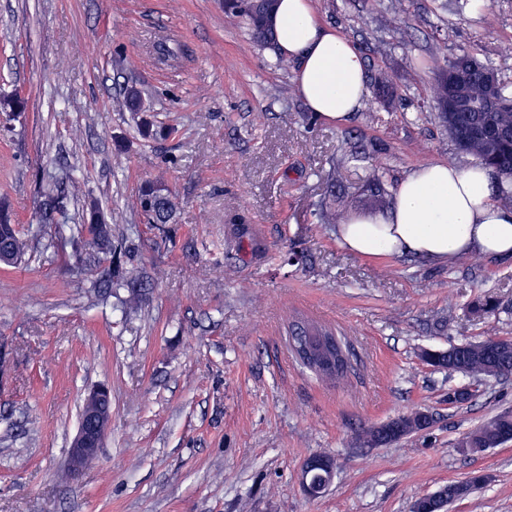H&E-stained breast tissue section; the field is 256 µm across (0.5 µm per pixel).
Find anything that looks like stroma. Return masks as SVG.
<instances>
[{
	"instance_id": "obj_1",
	"label": "stroma",
	"mask_w": 512,
	"mask_h": 512,
	"mask_svg": "<svg viewBox=\"0 0 512 512\" xmlns=\"http://www.w3.org/2000/svg\"><path fill=\"white\" fill-rule=\"evenodd\" d=\"M442 0H312L321 20L358 46L368 82L387 73L404 97L375 98L343 126L311 118L295 62L270 66L222 0H0V202L31 241L32 261L0 268V512H411L414 501L471 472L487 483L448 512H512V444L466 455L457 444L512 410V379L427 366L425 349L512 337V263L479 255L433 267L342 248L314 205L329 192L356 214L384 210L367 187L394 190L411 168L465 164L427 91L460 51L512 76V0L458 13ZM456 31L447 40L445 29ZM173 49L157 53L158 44ZM142 90L153 136L114 102ZM363 142L365 159H347ZM335 170L336 181L315 177ZM79 179L69 219L40 221L39 177ZM164 181L172 223L149 227L136 197ZM132 240L135 290L95 287L103 267L77 256L70 227L88 200ZM249 232L237 236L234 217ZM299 253V263L287 256ZM499 309L478 316L477 301ZM300 312L337 327L355 372L327 382L294 360L283 326ZM471 383L463 406L449 387ZM112 392L95 459L71 473L82 400ZM425 407L429 433L369 448L359 437ZM335 462L309 498L301 470Z\"/></svg>"
}]
</instances>
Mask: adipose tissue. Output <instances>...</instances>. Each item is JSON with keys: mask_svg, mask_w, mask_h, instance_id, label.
Wrapping results in <instances>:
<instances>
[{"mask_svg": "<svg viewBox=\"0 0 512 512\" xmlns=\"http://www.w3.org/2000/svg\"><path fill=\"white\" fill-rule=\"evenodd\" d=\"M276 51L296 62L297 95L318 117L342 125L365 106V60L354 43L319 20L311 0H280ZM493 190L489 169L451 162L419 165L397 183L391 209L348 214L339 245L362 257H410L447 264L468 255L512 259V205Z\"/></svg>", "mask_w": 512, "mask_h": 512, "instance_id": "1", "label": "adipose tissue"}]
</instances>
